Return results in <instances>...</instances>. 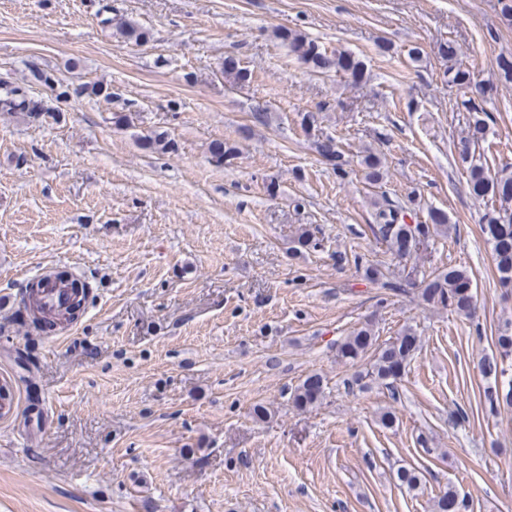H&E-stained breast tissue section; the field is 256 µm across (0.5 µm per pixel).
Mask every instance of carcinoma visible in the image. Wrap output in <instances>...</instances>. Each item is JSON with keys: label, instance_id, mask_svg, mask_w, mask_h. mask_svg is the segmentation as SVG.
<instances>
[{"label": "carcinoma", "instance_id": "obj_1", "mask_svg": "<svg viewBox=\"0 0 512 512\" xmlns=\"http://www.w3.org/2000/svg\"><path fill=\"white\" fill-rule=\"evenodd\" d=\"M117 31L129 42L140 43L148 38V31L131 21L120 22ZM280 38L288 43L300 60L315 68H334L353 78L362 73V62L345 51H338L329 56L322 52L314 41L293 30H283ZM224 75L239 86L250 83L252 79V73L232 58L224 59ZM33 76L36 81L51 89H60L61 96L73 92L78 96L87 94L106 99L112 97L109 88L101 85L85 86L71 91L51 73L37 71ZM463 105L470 112V122L468 136L462 148V160L468 164L469 182L473 193L481 197L490 195L499 201V207L486 215L482 232L494 256L499 284L503 288H512V174L491 173L481 158L469 152V144L479 142L486 134L485 120L482 118L484 109L476 104L473 98L463 101ZM0 109L6 112H25L36 121L50 113V110L29 99L26 91L20 87L5 90L0 97ZM316 148L323 157L334 161L336 171L343 170L341 155L332 139L317 141ZM235 156V147L225 142L216 141L211 146L212 161L219 165L234 159ZM362 164L368 182L377 183L383 179L384 163L381 157L369 153L363 157ZM373 206L375 234L387 246L388 251L399 257L410 254L417 245L429 237L430 232L448 231V215L442 210H435L430 214L429 225L408 224L405 221L406 211L402 205L384 198L375 201ZM419 290L422 300L428 305L448 308L465 316L471 314L474 308L473 279L469 272L463 269L450 267L434 273L420 281ZM496 346L498 354L484 358L480 364L482 376L489 381L485 396L492 408L501 403L512 405V375L506 367L507 363H512V323L505 324L500 330ZM418 347L419 337L410 327L404 328L398 336L384 345H378L372 325L367 322L354 329L337 345L336 356L349 363H356L367 356L371 357L366 377L385 385H392L399 379V369L406 366ZM322 396V377L313 374L294 389L292 401L296 407L306 408L317 403ZM396 477L410 491L416 490L420 484L418 472L413 468H399ZM458 509L459 495L456 488L450 484L448 490L435 500L434 512H458Z\"/></svg>", "mask_w": 512, "mask_h": 512}]
</instances>
